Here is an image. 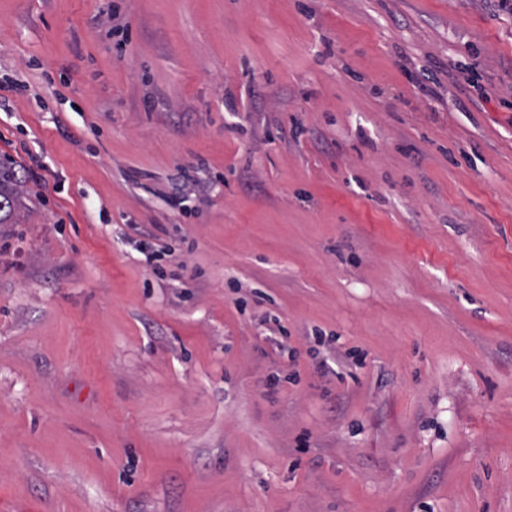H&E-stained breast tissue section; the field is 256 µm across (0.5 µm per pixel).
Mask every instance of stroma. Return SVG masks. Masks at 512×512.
Returning <instances> with one entry per match:
<instances>
[{"instance_id": "35a3bbf8", "label": "stroma", "mask_w": 512, "mask_h": 512, "mask_svg": "<svg viewBox=\"0 0 512 512\" xmlns=\"http://www.w3.org/2000/svg\"><path fill=\"white\" fill-rule=\"evenodd\" d=\"M0 512H512V0H0ZM24 186L11 167L0 164V224L18 223L22 209Z\"/></svg>"}]
</instances>
